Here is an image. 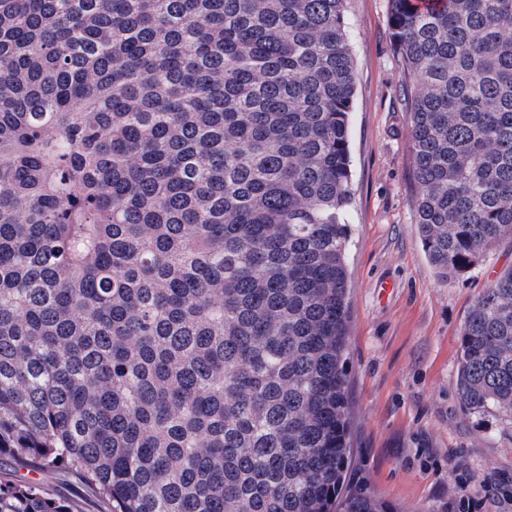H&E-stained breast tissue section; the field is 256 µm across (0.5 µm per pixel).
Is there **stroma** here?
<instances>
[{"label":"stroma","instance_id":"obj_1","mask_svg":"<svg viewBox=\"0 0 512 512\" xmlns=\"http://www.w3.org/2000/svg\"><path fill=\"white\" fill-rule=\"evenodd\" d=\"M355 60L349 139L352 473L398 512H451L471 496L481 512H512V421L461 407L455 349L477 295L504 267L502 244L468 275L440 280L421 246L410 200V115L388 0H346ZM390 293H382V282ZM73 512H107L78 479L53 475Z\"/></svg>","mask_w":512,"mask_h":512}]
</instances>
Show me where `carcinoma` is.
Masks as SVG:
<instances>
[{"label": "carcinoma", "instance_id": "carcinoma-1", "mask_svg": "<svg viewBox=\"0 0 512 512\" xmlns=\"http://www.w3.org/2000/svg\"><path fill=\"white\" fill-rule=\"evenodd\" d=\"M346 0H0V454L111 512H395L351 479ZM414 224L512 244V0H389ZM512 418V266L461 331ZM0 512H71L34 479Z\"/></svg>", "mask_w": 512, "mask_h": 512}]
</instances>
